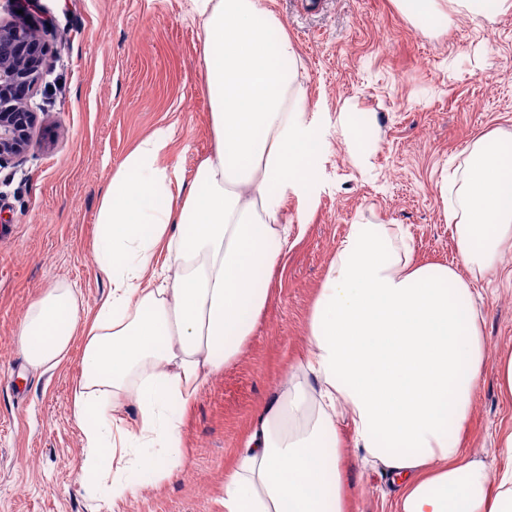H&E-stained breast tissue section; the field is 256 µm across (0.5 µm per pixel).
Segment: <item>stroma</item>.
<instances>
[{
    "label": "stroma",
    "instance_id": "stroma-1",
    "mask_svg": "<svg viewBox=\"0 0 512 512\" xmlns=\"http://www.w3.org/2000/svg\"><path fill=\"white\" fill-rule=\"evenodd\" d=\"M295 47L305 116L322 141L311 183L282 205L292 245L258 284L269 300L238 357L202 386L182 426L183 465L161 488L113 500L77 481L83 436L72 416L81 341L64 367H30L14 338L45 288H75L95 309L108 282L93 251L99 201L114 168L161 126L175 139L161 165L192 179L213 151L193 0H0V22L49 30L39 91L42 127L22 163L0 169V512H224V471L260 409L302 353L318 289L358 222L397 224L416 264L457 261L441 198L456 189L474 143L512 134V14L456 17L438 35L393 0H262ZM365 119L367 144L340 117ZM480 296L489 364L465 445L489 477L512 400L493 364L512 349V253L492 273L465 272ZM352 512H391L387 478L350 463Z\"/></svg>",
    "mask_w": 512,
    "mask_h": 512
}]
</instances>
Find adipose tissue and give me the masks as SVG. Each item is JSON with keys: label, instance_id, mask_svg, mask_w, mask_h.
I'll use <instances>...</instances> for the list:
<instances>
[{"label": "adipose tissue", "instance_id": "adipose-tissue-1", "mask_svg": "<svg viewBox=\"0 0 512 512\" xmlns=\"http://www.w3.org/2000/svg\"><path fill=\"white\" fill-rule=\"evenodd\" d=\"M213 152L184 182L160 159L161 127L114 169L99 202L95 257L108 290L95 310L46 289L21 318L28 364L56 369L81 338L72 415L78 479L116 499L181 468V425L202 385L238 357L268 302L260 272L283 260L281 208L317 171L295 49L261 0H198ZM421 30L485 14V0H394ZM457 267L413 264L401 230L350 225L311 311L288 387L256 415L224 473V512H350L355 458L396 486L393 512H512V431L489 480L464 448L488 362L482 319L459 268L491 272L512 246V140L481 137L456 199ZM164 263H157L158 253ZM137 402V419L120 411Z\"/></svg>", "mask_w": 512, "mask_h": 512}]
</instances>
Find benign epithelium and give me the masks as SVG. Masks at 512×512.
<instances>
[{"instance_id":"1","label":"benign epithelium","mask_w":512,"mask_h":512,"mask_svg":"<svg viewBox=\"0 0 512 512\" xmlns=\"http://www.w3.org/2000/svg\"><path fill=\"white\" fill-rule=\"evenodd\" d=\"M10 32L0 44V168L26 157L33 147L38 113L32 98L46 71V47L38 31L0 25Z\"/></svg>"}]
</instances>
